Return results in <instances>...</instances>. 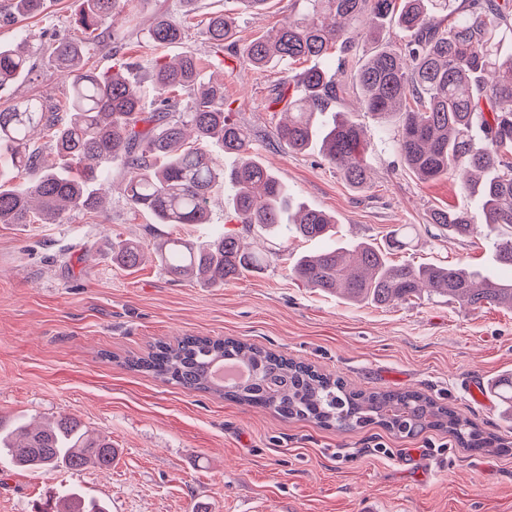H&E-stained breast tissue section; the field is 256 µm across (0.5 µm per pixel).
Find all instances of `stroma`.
<instances>
[{
    "instance_id": "1",
    "label": "stroma",
    "mask_w": 512,
    "mask_h": 512,
    "mask_svg": "<svg viewBox=\"0 0 512 512\" xmlns=\"http://www.w3.org/2000/svg\"><path fill=\"white\" fill-rule=\"evenodd\" d=\"M0 0V44L27 39L35 72L0 88V110L23 98H59L67 81L51 67L49 47L81 37V0H45L22 16ZM289 0L239 13L238 40L276 27ZM226 0H123L122 44L105 41L88 67L111 72L116 58L145 81L138 63L150 47L153 13L187 18L188 36L168 56L196 53L204 72H224L226 109L251 131L252 154L285 183L293 205L334 216L339 239L386 247L408 226L409 246L394 263L490 264L505 226L456 237L429 222L436 208L465 202L456 177L420 181L390 143L375 141L371 174L351 187L319 147L294 153L277 145L281 120L275 85L303 64L263 71L239 66L232 53L212 57L202 29ZM106 215L76 212L60 224H0V414L40 423L63 414L108 437L118 455L111 469L29 472L0 463V512H33L50 493L75 487L109 512H512V451L478 453L450 435L427 430L402 437L371 425L353 432L286 421L270 411L208 393L188 392L120 364L160 339L187 334L233 337L313 364L358 389H411L507 434L494 393L512 376V312L476 311L437 295L388 306L353 303L306 287L291 260L322 241L244 232L272 262L221 288L175 281L158 264L130 272L112 262V246L176 235L198 240L217 229L241 231L229 198L215 197L205 224H156L113 190ZM112 352L105 360L103 352Z\"/></svg>"
}]
</instances>
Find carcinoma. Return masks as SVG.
Returning <instances> with one entry per match:
<instances>
[{
    "instance_id": "cac0c4a2",
    "label": "carcinoma",
    "mask_w": 512,
    "mask_h": 512,
    "mask_svg": "<svg viewBox=\"0 0 512 512\" xmlns=\"http://www.w3.org/2000/svg\"><path fill=\"white\" fill-rule=\"evenodd\" d=\"M119 6L120 0H82L77 23L85 38L52 45L53 66L69 82L64 100L31 97L0 110V224H59L74 212H101L103 189H112V167L118 166L128 204L157 224L207 223L213 195L228 187L239 224L295 238L331 237L330 215L305 207L292 213L288 187L252 158L249 131L224 112V78L201 80L193 54L144 59L157 95L149 108L143 86L124 74V66L108 75L85 69L106 28H112V41L123 38L113 27ZM390 29L400 35L397 47L380 45L357 56L359 42L376 43ZM203 34L215 52L228 46L248 68L314 61L274 88L273 103H285L288 112L274 132L279 145L303 152L318 142L325 160L350 185L367 182L370 142L362 126L345 118L330 125L321 120L336 105L340 77L348 72L361 105L380 128L401 116L394 148L405 167L422 181L460 176L469 204L435 209L431 223L459 237L473 235L483 224L512 225V56L502 54L503 44L512 41V0H292L278 27L241 46L236 17L229 13L211 14ZM186 37L185 23L164 13L154 14L147 29L154 47L181 44ZM33 68L24 47L0 45V87ZM41 134L50 138L47 155L31 147ZM213 140L234 157L232 167L208 152ZM25 172L36 177L22 190L15 179ZM148 253L174 279L210 287L268 262L231 232L206 241L121 242L112 248V261L133 271ZM292 273L311 288L352 302L386 306L426 291L467 309L494 305L512 311V279L452 264L394 265L387 252L365 242L338 241L300 256ZM219 361L243 367L247 376L215 382L212 368ZM123 364L287 420L345 430L377 423L402 436L434 429L452 434L465 448L502 445L497 435L420 391L356 390L310 364L230 338L159 341ZM116 456L110 441L92 436L74 416L61 415L44 427L0 416V461L18 468L104 470ZM35 512L108 510L69 488Z\"/></svg>"
}]
</instances>
